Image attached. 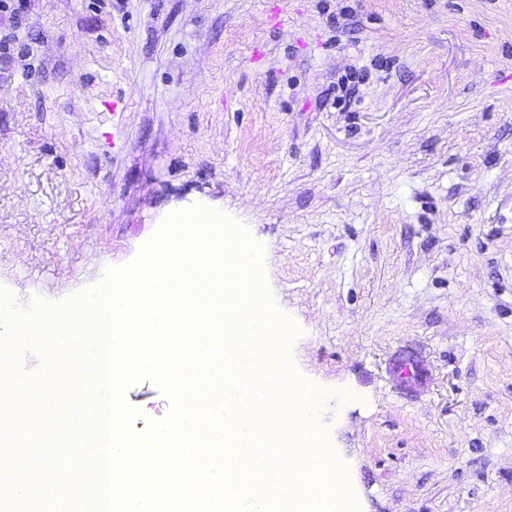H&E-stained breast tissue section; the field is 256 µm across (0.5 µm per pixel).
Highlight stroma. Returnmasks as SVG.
Returning <instances> with one entry per match:
<instances>
[{"mask_svg":"<svg viewBox=\"0 0 512 512\" xmlns=\"http://www.w3.org/2000/svg\"><path fill=\"white\" fill-rule=\"evenodd\" d=\"M0 8V287L71 305L173 213L262 249L359 512H512V0ZM403 342L435 371L400 398ZM149 434L173 401L123 394Z\"/></svg>","mask_w":512,"mask_h":512,"instance_id":"obj_1","label":"stroma"}]
</instances>
